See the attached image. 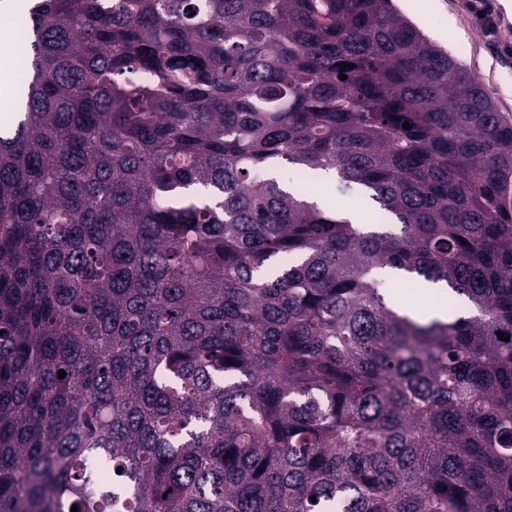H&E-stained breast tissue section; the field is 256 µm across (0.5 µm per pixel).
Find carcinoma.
Returning <instances> with one entry per match:
<instances>
[{
  "label": "carcinoma",
  "mask_w": 512,
  "mask_h": 512,
  "mask_svg": "<svg viewBox=\"0 0 512 512\" xmlns=\"http://www.w3.org/2000/svg\"><path fill=\"white\" fill-rule=\"evenodd\" d=\"M21 42L0 512H512V121L473 74L392 0H35ZM426 282L470 315L413 318ZM335 177L320 181L319 184L311 181L314 190V197L319 205L326 209H336L343 212L347 217H355L356 212L361 213L359 224H373L379 222L377 211L372 203L360 191H352L347 196H340L334 191ZM339 198H349L339 200ZM376 216V217H374Z\"/></svg>",
  "instance_id": "carcinoma-1"
}]
</instances>
